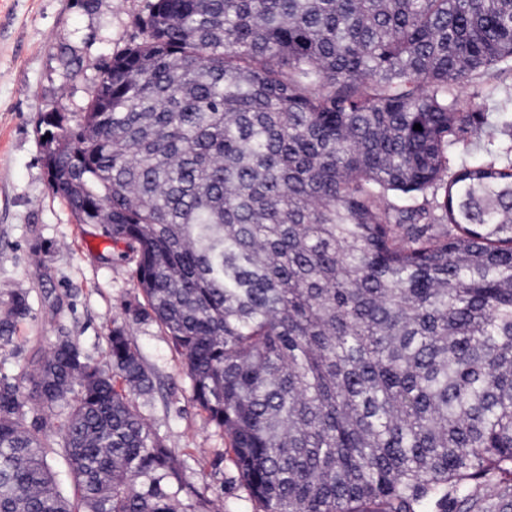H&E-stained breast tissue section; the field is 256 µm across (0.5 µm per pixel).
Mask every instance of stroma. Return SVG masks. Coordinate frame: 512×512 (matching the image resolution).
Instances as JSON below:
<instances>
[{"instance_id":"obj_1","label":"stroma","mask_w":512,"mask_h":512,"mask_svg":"<svg viewBox=\"0 0 512 512\" xmlns=\"http://www.w3.org/2000/svg\"><path fill=\"white\" fill-rule=\"evenodd\" d=\"M148 4L0 0V303L21 291L32 307L16 342L0 349V368L15 371L60 336L76 341L93 362H105L108 328L126 324L154 374L153 393L137 404L187 460V482L208 495L222 493L224 512H255L223 432L206 422L192 398L170 336L131 312L142 300L134 261L109 259L101 226L75 222L43 163L42 113L83 111L103 66L138 36L136 22Z\"/></svg>"}]
</instances>
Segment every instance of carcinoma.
Listing matches in <instances>:
<instances>
[{
	"label": "carcinoma",
	"instance_id": "cac0c4a2",
	"mask_svg": "<svg viewBox=\"0 0 512 512\" xmlns=\"http://www.w3.org/2000/svg\"><path fill=\"white\" fill-rule=\"evenodd\" d=\"M137 25L75 123L42 115L45 167L135 255L259 512H512V107L454 92L512 65V0H151ZM31 313L10 295L1 348ZM105 341L0 371V512H222L183 499L126 327Z\"/></svg>",
	"mask_w": 512,
	"mask_h": 512
}]
</instances>
